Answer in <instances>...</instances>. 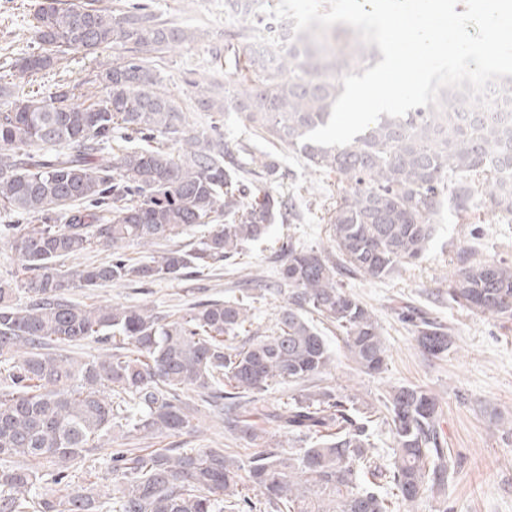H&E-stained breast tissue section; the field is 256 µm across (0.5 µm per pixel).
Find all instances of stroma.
<instances>
[{
	"label": "stroma",
	"mask_w": 512,
	"mask_h": 512,
	"mask_svg": "<svg viewBox=\"0 0 512 512\" xmlns=\"http://www.w3.org/2000/svg\"><path fill=\"white\" fill-rule=\"evenodd\" d=\"M158 18L195 31L193 42L160 55L154 69L163 87L180 103L190 126L218 122L229 148L248 141L271 153L279 164L273 187L290 197L297 214L274 224L269 235L249 253L247 266L204 273L190 280H160L148 285H106L91 291L72 289V299L86 304L149 305L163 315L184 312L191 304L206 299L237 295L250 271L272 275L274 253L283 237L290 236L309 245H327L323 217L340 192L335 175L307 168L300 155L286 146L271 144L255 133L238 113L197 110L191 76L214 82L216 98L225 89H240L247 81L243 72L224 58V43L239 26L224 0H140ZM36 0H0V67L15 62L31 47L29 15ZM123 49L108 47L94 55H68L53 71L35 83L20 81V88H33L50 96L63 82L85 80L100 64L125 57ZM435 242L425 258L401 267L391 278L379 281L353 275L346 283L374 313L387 348V365L382 374L357 372L346 358L341 339L332 327L323 332L335 362L322 375L323 384L346 386L363 399L374 402L392 386L418 385L436 395L442 427L455 471L445 491L429 493L413 506H399L396 512H512V321L472 313L448 299V289L461 250L472 249L477 259L512 264V223H506L489 204L460 219L442 210L434 219ZM414 307L449 328L454 345L447 356L427 357L417 346L408 324L402 321L405 307ZM196 428L176 436L132 439L116 432L113 445L87 454L73 471V482H82L87 468L96 471L100 494L111 495L109 473L113 448L138 451L147 448H229L240 458L252 449L232 440L224 432L217 410L198 401Z\"/></svg>",
	"instance_id": "1"
}]
</instances>
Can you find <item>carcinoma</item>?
<instances>
[{
    "label": "carcinoma",
    "mask_w": 512,
    "mask_h": 512,
    "mask_svg": "<svg viewBox=\"0 0 512 512\" xmlns=\"http://www.w3.org/2000/svg\"><path fill=\"white\" fill-rule=\"evenodd\" d=\"M253 0L233 41L262 38L281 48L271 65L248 48L254 78L224 90V105L191 81L206 112L233 110L270 141L300 152L305 163L336 175L342 193L329 216L332 251L283 241L274 281L249 279L242 296L192 305L176 319L143 306L86 305L74 288L179 280L222 264L235 266L250 245L293 209L270 188L279 165L266 152L231 151L217 125L193 134L149 65V56L194 40V33L132 3L120 14L100 0H39L29 20L36 46L16 60L22 76L54 69L72 52L114 45L130 56L52 96L17 94L0 75V210L27 215L9 244L23 278L0 282V512H394L448 482L438 398L420 386L392 387L380 406L343 387L307 382L333 354L314 318L329 322L356 369L383 372L387 349L373 312L340 278L345 272L385 279L420 262L443 207L461 216L482 201L512 219V76L491 88L483 109L452 89L436 108L402 118L385 114L343 147L302 141L327 124L342 77L375 66L372 45L351 61L305 31L291 37ZM153 141H179L105 153L114 130ZM210 226L191 244L181 239ZM173 247L137 260L126 249ZM112 259L68 271L63 262L91 249ZM288 288L270 335L236 339L251 325L252 304L271 286ZM24 292L27 301H16ZM451 301L512 319V266L459 255ZM423 353L448 354L452 336L428 317L408 318ZM95 341L110 352L94 359L62 354ZM296 387L266 413L290 451L243 415L275 385ZM224 401V431L257 448L248 460L222 448L112 452V501L69 470L108 441L116 426L153 439L193 427L189 393ZM390 427L394 462H379L375 425ZM65 486L59 496L43 485Z\"/></svg>",
    "instance_id": "carcinoma-1"
}]
</instances>
